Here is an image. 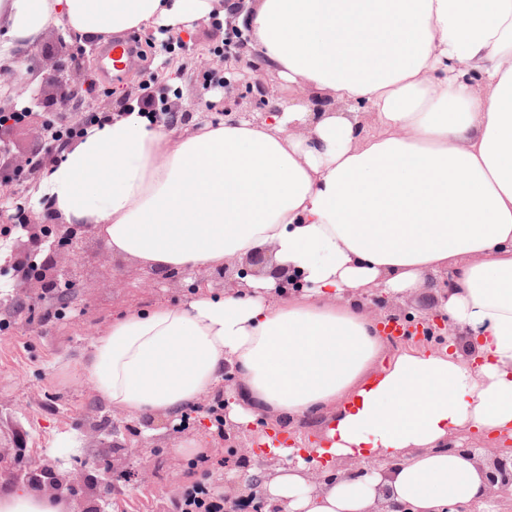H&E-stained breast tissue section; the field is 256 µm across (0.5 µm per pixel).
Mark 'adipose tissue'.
Listing matches in <instances>:
<instances>
[{"label":"adipose tissue","mask_w":512,"mask_h":512,"mask_svg":"<svg viewBox=\"0 0 512 512\" xmlns=\"http://www.w3.org/2000/svg\"><path fill=\"white\" fill-rule=\"evenodd\" d=\"M228 17L299 98L181 128L113 113L32 195L157 277L269 249L305 286L200 285L113 319L84 363L96 393L174 422L221 389L228 425L318 415L316 456L379 465L318 488L306 462L277 466L261 488L281 512L477 504L475 460L447 446L512 438V0H0V66L58 24L100 41ZM438 273L437 307L468 354L390 347L363 296Z\"/></svg>","instance_id":"1"}]
</instances>
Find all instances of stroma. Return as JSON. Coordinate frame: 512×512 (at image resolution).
I'll return each instance as SVG.
<instances>
[{"label": "stroma", "instance_id": "stroma-1", "mask_svg": "<svg viewBox=\"0 0 512 512\" xmlns=\"http://www.w3.org/2000/svg\"><path fill=\"white\" fill-rule=\"evenodd\" d=\"M185 43L174 54H149L138 67L107 77L101 70L102 44L76 38L71 48L85 58L99 89L82 112L66 113V121L104 112L112 102L137 101L150 73L170 101L205 119L221 120L224 89L216 81L205 84L195 62L223 46L224 26L215 20L201 23ZM74 267L77 299L68 309L58 310L53 299L33 293L0 299V495L16 489L13 473L18 468L47 469L63 480L78 469L77 490L65 486L58 492L68 512H91L97 505L103 512H174L178 485L195 478L190 456L178 454L177 446L203 439V452L212 460L210 473L221 476L227 453L223 438L199 412L176 428L148 416L114 419L81 362L97 330L112 318L159 301L186 300L192 285L182 279L147 287L148 270L112 256L95 236L87 239ZM70 430L79 434L83 452L65 461L55 442ZM130 447L140 449L138 459H129ZM140 464L151 466L155 479L143 483L133 477Z\"/></svg>", "mask_w": 512, "mask_h": 512}]
</instances>
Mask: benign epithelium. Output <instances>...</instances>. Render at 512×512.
Here are the masks:
<instances>
[{"label":"benign epithelium","mask_w":512,"mask_h":512,"mask_svg":"<svg viewBox=\"0 0 512 512\" xmlns=\"http://www.w3.org/2000/svg\"><path fill=\"white\" fill-rule=\"evenodd\" d=\"M249 38L235 25L227 24L224 47L212 50L199 58L197 69L203 75L224 76V116L236 118L234 109L240 101L247 99L257 109L268 107L270 101L278 98L276 85L262 79H250L249 72H257L262 67V59L257 54L247 57L244 50ZM49 57L54 59V77L46 84L34 90L38 106L26 110V122L37 123L39 136L49 149L43 153L36 151H16L13 148V134L17 123H0V200L10 203L13 212L0 208L1 224H19L23 233L17 237V245L12 257L5 266L13 270L16 288H37L39 297L64 296L72 301L75 292L60 289L61 279L74 283L71 277L72 267L58 268L55 257L66 253L75 261L81 257L83 242L90 228L81 224H58L56 217L45 210L46 221L39 222L32 216L22 186L26 180L37 175L54 157L51 149L57 146L56 125L45 118L50 112H67L72 105L81 106L87 95L90 83L89 71L84 59L75 55L63 33L55 35V41L48 48ZM0 84L9 85L15 90V100L8 105H0V113L17 111L16 98L29 90L20 70L0 67ZM167 122L170 124H189L194 113L183 110L176 103L165 105ZM365 310L379 327L398 325L402 335L391 337L392 341L404 340L410 336L423 335L436 337L437 342L445 340L448 333L446 316L430 311L421 316L404 312L385 294L374 292L365 298ZM448 451L467 454L478 461L483 473L485 498L500 494L512 485V455L485 443L479 449L466 448L448 443ZM379 464L366 462L346 471L324 469L313 465L307 473L308 480L315 486L332 484L343 478H358L370 473ZM247 500L254 507L266 512H275L277 507L269 504L263 494L260 482L247 479Z\"/></svg>","instance_id":"1"}]
</instances>
